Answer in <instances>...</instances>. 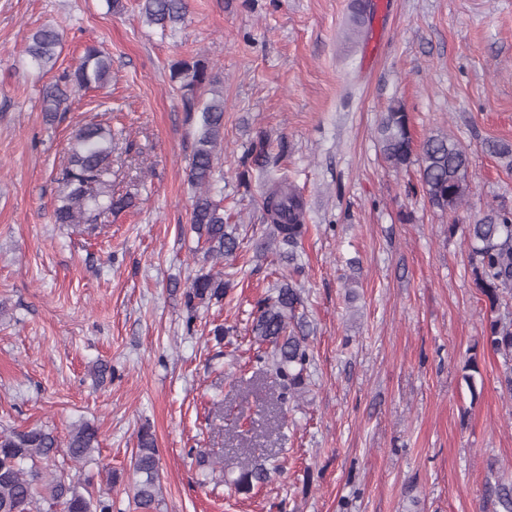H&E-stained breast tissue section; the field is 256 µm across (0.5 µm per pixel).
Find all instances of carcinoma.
Listing matches in <instances>:
<instances>
[{"label": "carcinoma", "mask_w": 512, "mask_h": 512, "mask_svg": "<svg viewBox=\"0 0 512 512\" xmlns=\"http://www.w3.org/2000/svg\"><path fill=\"white\" fill-rule=\"evenodd\" d=\"M184 0H142L141 13L146 22L166 28L183 19ZM60 46L55 28L44 26L29 37L25 54L41 70L54 69ZM111 57L101 47H85L76 66L61 76V82L46 86L42 93L44 112L53 118L67 100L63 86L98 89L110 77ZM171 81L177 84L186 119L194 129L186 173L199 189L191 212V228L197 234L203 261L235 255L238 237L224 224V207L212 195L215 173L224 143V93L220 74L204 58L177 60L170 65ZM112 126L86 123L71 136L68 165L61 172L60 194L54 208L55 223L94 224L101 217L132 206V197L112 193L108 180L112 167ZM377 143L384 161L394 170L418 166L419 182L429 204L455 215L472 192L470 168L465 149L448 134L431 135L414 142L409 116L400 103L382 113L377 125ZM486 150L507 160L512 169V145L489 140ZM279 157L271 154L267 138L251 144L241 160L240 184H249L250 171H265L277 166ZM262 218L269 225L273 242L293 252L306 233V206L301 193L288 177H281L262 195ZM470 246L472 277L477 288L495 310L504 295L512 296V207L502 203L464 227ZM232 287L221 273L200 267L184 293L188 312L186 324H192L199 308H209L224 299ZM300 294L288 283L256 302L252 334L255 342L266 346L258 359L267 363L284 393L294 397L305 388V373L310 363L309 345L303 329L294 325ZM487 341L502 355L506 366V391L512 394V320L494 318L489 322ZM99 449L98 429L90 423L75 427L67 443V456L74 462L93 457ZM59 452L56 437L43 428L0 432V512H42V503H61L65 512H112V499L93 493L89 487L60 474L43 485L35 495L34 482L42 479L41 462L54 461ZM30 468H24L25 463ZM136 480L133 502L139 512H157L161 493L159 451L150 428L138 435L133 457ZM267 478L263 467L243 469L233 479H222L237 493H248L254 484ZM485 494L496 500L502 512H512V484L488 485Z\"/></svg>", "instance_id": "obj_1"}]
</instances>
